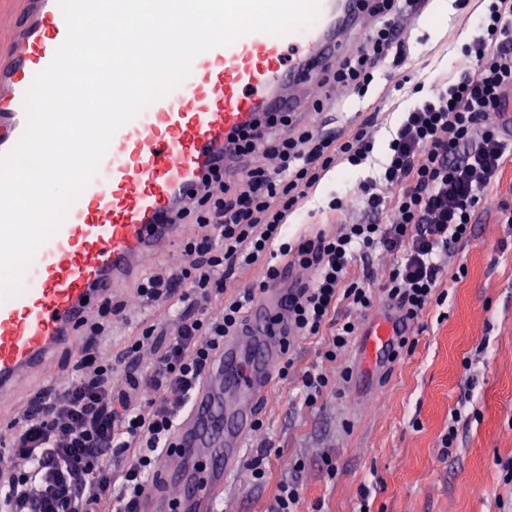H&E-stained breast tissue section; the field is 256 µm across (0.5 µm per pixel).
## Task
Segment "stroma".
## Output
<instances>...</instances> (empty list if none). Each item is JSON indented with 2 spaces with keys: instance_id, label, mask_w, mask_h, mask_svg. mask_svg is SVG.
I'll use <instances>...</instances> for the list:
<instances>
[{
  "instance_id": "35a3bbf8",
  "label": "stroma",
  "mask_w": 512,
  "mask_h": 512,
  "mask_svg": "<svg viewBox=\"0 0 512 512\" xmlns=\"http://www.w3.org/2000/svg\"><path fill=\"white\" fill-rule=\"evenodd\" d=\"M484 8V0H433L431 12L406 29L403 71L433 89L453 73L469 38L461 19ZM393 74L383 68L363 98L326 88L335 103L332 127L381 109L372 129L377 160L398 113L414 101L409 90H394ZM371 174L367 165L335 168L308 204L312 217L293 223V230L319 224L333 198L352 193ZM504 206L512 209V169L492 203L477 211L472 238L448 257L446 299L412 323L411 352L370 371L361 364L359 343H352L327 365L336 375L335 395L313 407L303 405L296 382L275 380L261 412L267 434L250 438L244 456L268 444L298 462L301 512H512L506 470L512 462V227L498 219ZM167 318L157 304L114 317L101 353L123 350L141 322ZM79 362V352L60 351L41 378L0 400V430L75 375ZM284 478L274 459L260 484L239 468L224 484V512H266Z\"/></svg>"
}]
</instances>
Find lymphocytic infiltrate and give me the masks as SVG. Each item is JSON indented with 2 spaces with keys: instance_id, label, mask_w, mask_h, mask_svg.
<instances>
[{
  "instance_id": "lymphocytic-infiltrate-1",
  "label": "lymphocytic infiltrate",
  "mask_w": 512,
  "mask_h": 512,
  "mask_svg": "<svg viewBox=\"0 0 512 512\" xmlns=\"http://www.w3.org/2000/svg\"><path fill=\"white\" fill-rule=\"evenodd\" d=\"M371 2L374 26L325 82L363 93L383 63L403 61V29L420 0ZM468 22L476 36L452 79L426 96L410 75L397 80L396 89L412 85L420 98L403 112L377 174L333 203L338 213L353 203L360 213L336 232L320 228L292 240L288 220L332 169L366 164L377 113L335 134L287 117L239 132L241 152L263 156L264 164L208 179L190 210L205 232L183 242L186 263L147 274L129 301L134 310L166 304L169 322L141 324L114 359L95 351L96 337L112 323L109 304L87 319L78 374L41 396L0 437V512H132L213 354L258 290L287 269L313 273L291 301L293 332L327 335L325 362L337 361L357 330L353 320L338 319V307L363 314L373 306L372 272L351 278L355 260L395 255L382 291L409 320L440 302L446 258L471 237L475 213L512 164V146L487 120L488 113L512 110V0H492L487 13ZM249 268L258 269L257 278L234 288ZM324 364L298 377L306 406L333 391Z\"/></svg>"
}]
</instances>
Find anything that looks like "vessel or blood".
I'll return each mask as SVG.
<instances>
[{
	"label": "vessel or blood",
	"instance_id": "vessel-or-blood-1",
	"mask_svg": "<svg viewBox=\"0 0 512 512\" xmlns=\"http://www.w3.org/2000/svg\"><path fill=\"white\" fill-rule=\"evenodd\" d=\"M20 23L0 50V155L22 136L24 99L64 41L59 0H15ZM365 0H321L315 22L277 37L248 34L198 55L190 75L114 134L97 175L57 233L37 251L21 291L0 301V398L45 373L74 347L93 303L173 249L176 216L201 195L214 168L237 171L231 137L267 112H303L320 74L360 26ZM290 271L262 291L214 355L163 462L134 512H213L253 433L290 331L289 301L300 285ZM409 325L381 306L368 331L367 362L386 367Z\"/></svg>",
	"mask_w": 512,
	"mask_h": 512
}]
</instances>
